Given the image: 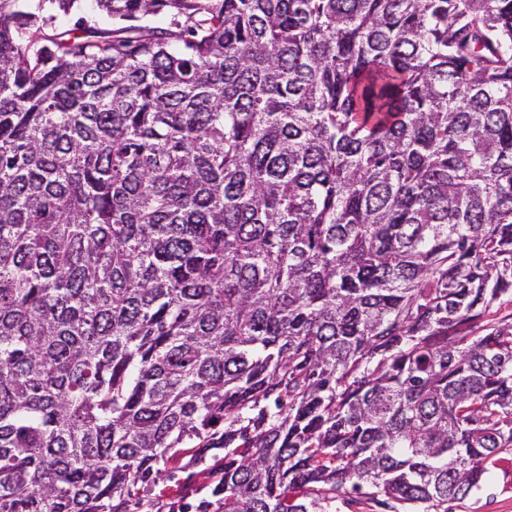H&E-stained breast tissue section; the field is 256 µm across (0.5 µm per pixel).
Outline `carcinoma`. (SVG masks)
I'll return each mask as SVG.
<instances>
[{
    "mask_svg": "<svg viewBox=\"0 0 512 512\" xmlns=\"http://www.w3.org/2000/svg\"><path fill=\"white\" fill-rule=\"evenodd\" d=\"M78 2L0 0V512H453L512 451V0ZM78 17H83L90 24H96L103 28L112 29V19L97 15L94 11L93 2L89 0L81 2L80 8L73 14L67 16L62 14L57 15L55 24L57 27L62 29L71 28ZM353 500H337L330 509L332 512H389L391 509L380 506L377 502L365 497L352 498Z\"/></svg>",
    "mask_w": 512,
    "mask_h": 512,
    "instance_id": "1",
    "label": "carcinoma"
}]
</instances>
